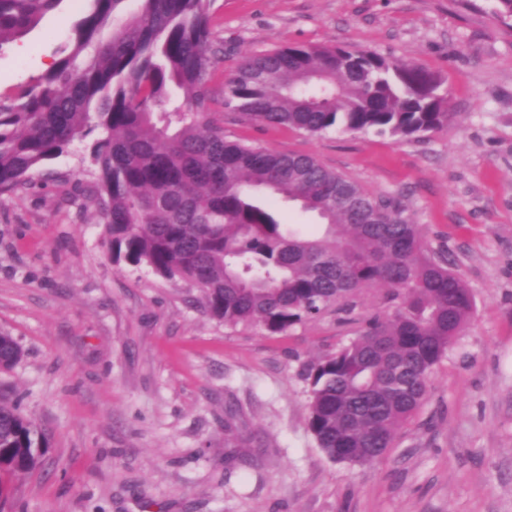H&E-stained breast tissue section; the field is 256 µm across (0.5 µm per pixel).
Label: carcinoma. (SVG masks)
Instances as JSON below:
<instances>
[{
    "mask_svg": "<svg viewBox=\"0 0 512 512\" xmlns=\"http://www.w3.org/2000/svg\"><path fill=\"white\" fill-rule=\"evenodd\" d=\"M63 0H0V48ZM48 74L0 103V195L94 137L96 202L112 263L201 292L212 318L284 335L331 309L355 336L306 365L308 428L334 462L371 464L424 404L474 313L448 252L389 200L314 157L224 138L209 118L210 0H85ZM441 78L366 50L290 45L246 59L224 107L311 135L420 139L448 126ZM318 220L305 233L272 202ZM386 291L392 311L354 316ZM23 350L0 330V371ZM46 434L0 391V475L37 469Z\"/></svg>",
    "mask_w": 512,
    "mask_h": 512,
    "instance_id": "obj_1",
    "label": "carcinoma"
}]
</instances>
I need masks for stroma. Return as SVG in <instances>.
I'll return each instance as SVG.
<instances>
[{
    "mask_svg": "<svg viewBox=\"0 0 512 512\" xmlns=\"http://www.w3.org/2000/svg\"><path fill=\"white\" fill-rule=\"evenodd\" d=\"M494 0H212L213 119L226 139L313 156L399 203L444 247L475 315L430 393L369 465L334 462L307 428L308 361L345 342L336 312L271 336L224 326L198 289L112 263L91 144L0 197V329L24 356L0 372L47 437L0 512H512V20ZM83 9L63 0L0 49V94L45 75ZM368 49L444 80L448 127L395 142L247 121L224 84L288 45ZM253 468L224 461V413Z\"/></svg>",
    "mask_w": 512,
    "mask_h": 512,
    "instance_id": "obj_1",
    "label": "stroma"
}]
</instances>
